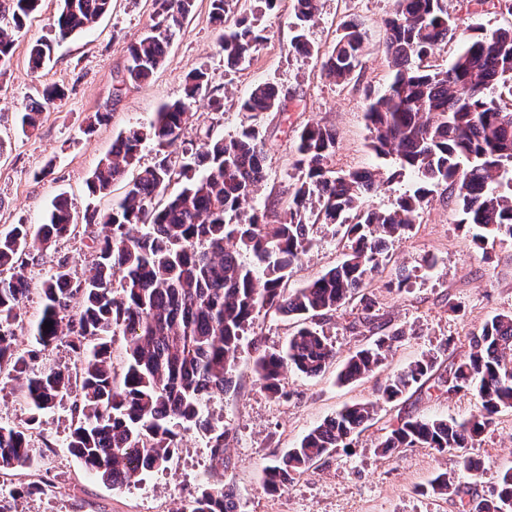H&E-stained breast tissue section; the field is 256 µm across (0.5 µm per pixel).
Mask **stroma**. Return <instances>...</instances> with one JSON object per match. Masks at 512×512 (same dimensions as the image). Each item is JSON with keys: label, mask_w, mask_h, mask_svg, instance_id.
Returning <instances> with one entry per match:
<instances>
[{"label": "stroma", "mask_w": 512, "mask_h": 512, "mask_svg": "<svg viewBox=\"0 0 512 512\" xmlns=\"http://www.w3.org/2000/svg\"><path fill=\"white\" fill-rule=\"evenodd\" d=\"M57 5L58 0H43L41 10L17 36L9 77L0 79V229L41 223L60 194L79 212L89 205L109 210L124 186L119 183L108 194L90 195L87 182L98 163L119 133L147 122L162 103L181 98L187 76L200 68L207 69L211 90L223 96L224 110L215 114L206 102H199L198 119L184 132L185 141L196 145L209 127L227 138L239 132V103L255 84L269 82L283 92L285 110L263 113L259 120L266 180L254 199L257 206L287 207L296 174L297 135L313 122L336 130L335 170L378 169L390 175V182L369 197L370 206L391 209L411 189V175L395 176L394 162L370 149L364 120L367 89L384 88L391 76L382 47V19L392 0H322L308 32L320 52L332 47L343 19H359L366 31L361 64L346 84L322 73L318 55L305 56L293 48L291 0H279L272 11L262 0H231L232 16L255 19L266 36L252 60L236 67L228 66L216 48L210 0H195L164 66L141 86L122 84L121 76L126 46L151 24L152 0H112L111 11L90 31L65 40L51 37ZM47 38L53 41L51 61L38 73H28L30 44ZM47 85L63 88L66 96L42 113L37 130L23 133L16 114ZM107 102L112 105L110 121L86 133L90 117ZM458 219L454 199L434 198L419 211L406 237L389 244L381 272L366 290L376 302L378 328L360 324L356 300L324 323L340 363L380 334L401 330L385 365L364 379L340 386L332 367L317 377L288 370L280 381L283 398L272 397L257 384L254 361L259 351L281 350L297 323L272 312L256 315L241 343L230 389L210 402L214 422L228 432L223 481L234 490L239 512H459L458 498L420 492L440 473L457 477L462 489L476 497L490 496L496 489L500 471L512 467V411L498 415L469 448V456L483 464L478 477L464 474L455 451L405 448L386 458L378 456L379 438L401 415L462 420L476 413L471 394L425 386L412 388L400 404H381L351 447L336 449L281 493H267L263 485V469L270 460L326 417L344 406L376 399L386 379L415 359L431 355L439 367L448 366L468 351V333L478 331L491 315L512 310V239L478 248L473 229L459 226ZM103 234L101 225L80 226L76 237L56 243L27 266L30 292L14 326L20 349L28 347L27 329L41 309V285L58 258L69 256L74 277H84L94 258L93 242ZM309 237L312 248L294 265L288 287L307 284L342 258V235L335 227L314 226ZM69 424L64 409L44 416L33 441L40 469L17 472L0 483V499L11 512H181L213 475L207 438L190 430L182 433L180 451L167 468L135 485H106L64 448ZM42 477L50 480L51 491L11 497L12 489Z\"/></svg>", "instance_id": "35a3bbf8"}]
</instances>
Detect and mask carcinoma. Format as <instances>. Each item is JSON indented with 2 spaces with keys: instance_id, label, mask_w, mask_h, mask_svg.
Here are the masks:
<instances>
[{
  "instance_id": "cac0c4a2",
  "label": "carcinoma",
  "mask_w": 512,
  "mask_h": 512,
  "mask_svg": "<svg viewBox=\"0 0 512 512\" xmlns=\"http://www.w3.org/2000/svg\"><path fill=\"white\" fill-rule=\"evenodd\" d=\"M59 2L51 32L61 40L92 27L112 6V0ZM153 2L149 32L126 46L123 82L131 85L147 83L161 69L194 5ZM40 5L41 0H0V76L10 71L16 36ZM320 6L321 0H292L293 48L306 56L315 52L308 28ZM210 18L230 65L249 60L266 40L248 18L229 19L226 0H210ZM382 27L392 74L384 89L366 97L369 146L416 179L393 209L367 204L385 183L379 171L333 169L336 131L319 123L298 135L300 175L288 207L250 206L266 179L255 120L280 107V91L270 84L257 85L241 102L246 123L237 135L214 136L208 129L200 150L187 161L176 159L168 148L194 121L198 97H208L213 112H224V97L210 91L207 72L197 70L187 78L184 99L162 105L148 122L119 134L94 170L87 183L92 196L125 183L110 211L87 208L80 216L60 197L45 223L14 224L0 232V368L23 382L28 405L19 422L0 423L1 474L33 466L34 431L43 416L60 408L71 414L65 447L105 484L138 483L171 463L180 433L191 428L209 436L214 468L222 470L227 432L211 423L208 404L229 390L242 337L256 315L274 310L305 321L331 316L374 281L383 248L410 231L437 192L454 196L459 223L479 229L477 247L512 238V28H467L463 49L448 68L431 70L421 62L459 36L448 0H394ZM364 42L361 24L344 22L331 50L320 56L325 75L349 82ZM50 54L51 41L32 43L30 68L43 67ZM64 97L62 88L44 87L19 112L22 131L35 130L41 113ZM147 141L157 147L154 161L127 178ZM80 223L106 229L88 274L75 278L69 258L57 260L41 289V313L29 326L32 348L21 351L12 325L29 291L27 256L33 248L46 251L76 236ZM315 224L344 228L343 259L289 290L284 279L310 248L309 228ZM118 334L125 340L119 385L112 367V337ZM401 335L396 330L351 353L337 381L353 383L377 370ZM63 340L77 354L75 368L39 365L42 352ZM468 344V353L444 374L437 373L436 357L424 356L391 375L380 400L396 402L435 376L438 389L472 393L477 414L463 422L404 416L380 438L382 455L399 448L471 447L500 413L512 411V310L490 316ZM334 358L324 331L305 325L282 350L256 358L257 382L281 397L285 369L315 377ZM375 413L374 403L353 404L324 419L264 467L265 488H285L333 449L347 447ZM429 486L434 495L459 497L462 512H512V468L500 474L497 492L488 498L464 499L446 473ZM183 512H238V505L223 483H209Z\"/></svg>"
}]
</instances>
